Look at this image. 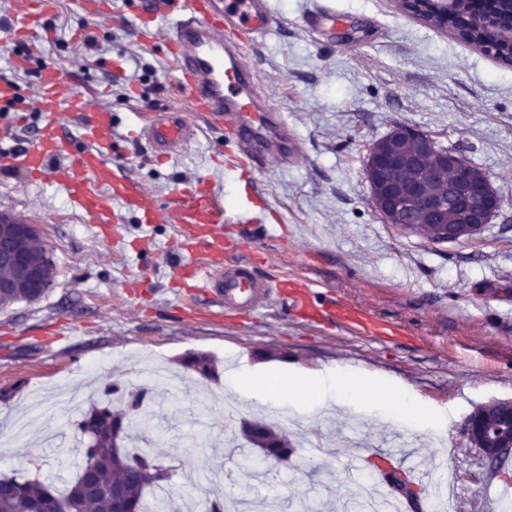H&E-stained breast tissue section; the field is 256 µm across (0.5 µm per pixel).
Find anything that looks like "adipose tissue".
I'll list each match as a JSON object with an SVG mask.
<instances>
[{
  "label": "adipose tissue",
  "mask_w": 512,
  "mask_h": 512,
  "mask_svg": "<svg viewBox=\"0 0 512 512\" xmlns=\"http://www.w3.org/2000/svg\"><path fill=\"white\" fill-rule=\"evenodd\" d=\"M224 385L242 399L261 405L289 407L306 415L332 406L383 416L397 424H413L439 435L442 419L417 405L406 392L395 393L362 373L339 368L327 372L281 373L277 366L226 370Z\"/></svg>",
  "instance_id": "1"
}]
</instances>
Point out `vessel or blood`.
<instances>
[{
  "label": "vessel or blood",
  "mask_w": 512,
  "mask_h": 512,
  "mask_svg": "<svg viewBox=\"0 0 512 512\" xmlns=\"http://www.w3.org/2000/svg\"><path fill=\"white\" fill-rule=\"evenodd\" d=\"M150 16H163L168 25L162 37L174 55L178 86L188 95L195 111L221 127L239 154L247 160L272 158L288 161V126L263 93L256 74L243 66V49L277 24L269 0H150ZM22 21L11 33L13 40L37 43L45 34L42 19L45 0H22ZM84 114L83 138L89 148L77 152L60 131L56 114L60 107ZM46 120L34 142L20 150L0 151V169L20 172L34 183L65 184L83 209L87 223L100 225L106 239L117 233L113 197L144 219L156 213L157 202L131 179L114 181L104 159L112 151V124L108 114L87 113V101L68 78L44 69L35 100ZM195 129L179 112H155L135 124L131 138L148 142L160 155L189 145ZM114 184L115 195L97 192L95 183ZM166 217L195 242L178 268L187 287L241 313H252L266 300L276 299L287 308L308 310L311 282L298 283L295 291L284 284L259 280L244 265H227L224 254V204L206 186H197L185 198L171 203ZM328 321L353 320L367 324L368 312L340 302L327 310Z\"/></svg>",
  "instance_id": "vessel-or-blood-1"
}]
</instances>
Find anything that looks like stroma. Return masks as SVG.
I'll return each instance as SVG.
<instances>
[{
    "mask_svg": "<svg viewBox=\"0 0 512 512\" xmlns=\"http://www.w3.org/2000/svg\"><path fill=\"white\" fill-rule=\"evenodd\" d=\"M269 2L279 24L244 48L243 62L288 123L297 150L285 165L238 166L223 131L177 94L160 25L140 20L145 0H110L97 35L111 48L95 56L78 38L86 18L79 0H50L58 27L36 53L88 94L91 111L111 112L105 163L117 177L162 204L208 184L226 206V261L260 279L309 280L316 307L347 299L370 308L380 330L313 322L277 303L220 315L215 302L182 287L176 266L186 242L165 216L148 224L117 207L118 235L106 241L66 185L0 171V211L37 224L56 267L42 298L0 309V427L23 417L31 436L27 447H0V471L70 480L82 459L76 421L106 390L158 364L181 378L169 391L149 384L145 398L158 425L147 446L177 471L175 503L190 470L224 490L225 476L241 473L226 440L269 411L225 394L223 380L203 386L184 370V357L206 353L220 372L233 357L380 376L448 421L435 438L336 409L314 420L286 416L294 454L252 488V502L277 495L285 512H300L303 501L352 500L362 485L341 442L360 439L367 451L398 439L409 466L452 481L454 512H501L492 492L512 475V459L485 472L465 426L476 405L512 398V66L403 15L396 0ZM319 8L342 12L343 25L309 28L306 16ZM151 108L183 112L198 129L194 142L159 160L131 140L129 129ZM401 124L461 151L487 176L503 205L480 234L433 244L371 206L368 148ZM480 471L484 479L471 480Z\"/></svg>",
    "mask_w": 512,
    "mask_h": 512,
    "instance_id": "35a3bbf8",
    "label": "stroma"
}]
</instances>
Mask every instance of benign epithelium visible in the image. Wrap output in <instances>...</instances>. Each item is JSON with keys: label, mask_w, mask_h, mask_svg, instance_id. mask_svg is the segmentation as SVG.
<instances>
[{"label": "benign epithelium", "mask_w": 512, "mask_h": 512, "mask_svg": "<svg viewBox=\"0 0 512 512\" xmlns=\"http://www.w3.org/2000/svg\"><path fill=\"white\" fill-rule=\"evenodd\" d=\"M403 12L432 25L448 22L459 0H398ZM500 23L490 31L491 54L512 66V11H499ZM426 167L425 177L411 172ZM370 203L384 220L432 243H448L480 233L499 211L502 200L487 176L459 152L439 145L430 134L400 126L368 149L365 167ZM453 216H448V211ZM36 224L0 212V297L31 294L47 288L54 277L52 249ZM466 438L486 466L512 455V399L477 405L467 421ZM294 449L278 444L267 449L266 465L282 467ZM377 478L392 491L416 499L418 491L405 471L387 459L373 463Z\"/></svg>", "instance_id": "obj_1"}]
</instances>
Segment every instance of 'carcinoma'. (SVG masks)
<instances>
[{"instance_id": "1", "label": "carcinoma", "mask_w": 512, "mask_h": 512, "mask_svg": "<svg viewBox=\"0 0 512 512\" xmlns=\"http://www.w3.org/2000/svg\"><path fill=\"white\" fill-rule=\"evenodd\" d=\"M184 366L205 380L215 370L206 354L190 356ZM127 423L122 435L112 432V408L94 407L77 423L84 448L83 462L74 480L58 489L53 483L25 479L17 475L0 474V512H113L112 488H121L134 512H173L171 500L159 497L170 487L172 474L154 463L147 448L133 453L127 444L137 435L150 431L153 414L144 407L141 394L125 404ZM259 439L235 444L234 450L243 455L246 465L251 460L248 446L267 448L272 437L281 431L275 423L259 422ZM245 500L228 493L206 506V512H239Z\"/></svg>"}]
</instances>
